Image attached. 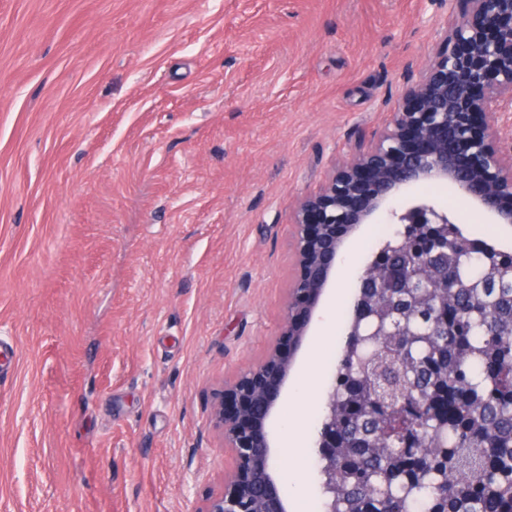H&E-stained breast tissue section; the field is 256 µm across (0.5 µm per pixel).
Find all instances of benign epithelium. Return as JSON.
I'll use <instances>...</instances> for the list:
<instances>
[{"label":"benign epithelium","mask_w":512,"mask_h":512,"mask_svg":"<svg viewBox=\"0 0 512 512\" xmlns=\"http://www.w3.org/2000/svg\"><path fill=\"white\" fill-rule=\"evenodd\" d=\"M461 1L470 19L447 26L450 47L437 52L419 83L406 89L384 130L362 143L317 193L298 203L293 224L298 272L289 287L282 328L291 344L302 340L305 320L328 284L343 237L379 215L395 230L363 269V287L375 289L379 299L399 289L430 293L438 302L434 335L456 330L448 313V272L434 264L448 250L444 225L455 218L429 198L396 207L411 187L445 182L500 223L512 224V136L504 133L512 128V0H448V17ZM359 324V336L388 333L377 305L363 310ZM420 358L433 373L423 407L375 398L361 409V416L384 428L427 409L439 432L448 423L431 409L438 397L475 401L471 393L448 383L444 344L429 346ZM289 362L287 351L276 349L217 394L212 420L232 448L236 467L203 512H288L266 424L288 378ZM373 388L372 378L363 374L352 378L346 394L354 399ZM399 444V455L389 462L384 479L408 486L413 475H423L431 451L417 447L414 433L404 434ZM383 446L375 435L350 437L343 441L348 452L338 459L336 439L319 440L324 482L349 479L357 449Z\"/></svg>","instance_id":"7a95c632"}]
</instances>
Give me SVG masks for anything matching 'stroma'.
I'll return each instance as SVG.
<instances>
[{"label":"stroma","instance_id":"obj_1","mask_svg":"<svg viewBox=\"0 0 512 512\" xmlns=\"http://www.w3.org/2000/svg\"><path fill=\"white\" fill-rule=\"evenodd\" d=\"M443 0H0V512H204L214 392L281 344L297 202L442 48ZM362 224L269 421L290 512Z\"/></svg>","mask_w":512,"mask_h":512}]
</instances>
